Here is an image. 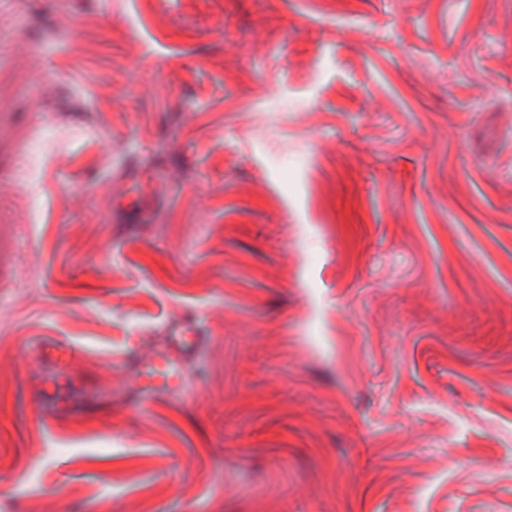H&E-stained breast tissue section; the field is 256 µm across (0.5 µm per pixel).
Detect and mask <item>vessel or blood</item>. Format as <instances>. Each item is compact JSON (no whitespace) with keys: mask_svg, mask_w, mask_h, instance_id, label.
Segmentation results:
<instances>
[{"mask_svg":"<svg viewBox=\"0 0 512 512\" xmlns=\"http://www.w3.org/2000/svg\"><path fill=\"white\" fill-rule=\"evenodd\" d=\"M204 338L196 322L173 327L165 349L138 364V388L145 397L179 387L186 363L197 356Z\"/></svg>","mask_w":512,"mask_h":512,"instance_id":"vessel-or-blood-1","label":"vessel or blood"}]
</instances>
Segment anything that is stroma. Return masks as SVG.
Wrapping results in <instances>:
<instances>
[{
  "instance_id": "35a3bbf8",
  "label": "stroma",
  "mask_w": 512,
  "mask_h": 512,
  "mask_svg": "<svg viewBox=\"0 0 512 512\" xmlns=\"http://www.w3.org/2000/svg\"><path fill=\"white\" fill-rule=\"evenodd\" d=\"M1 183L0 512H512V0H0ZM204 339L196 322L173 327L166 348L138 364V388L142 396L152 397L179 387L186 363L197 356Z\"/></svg>"
}]
</instances>
